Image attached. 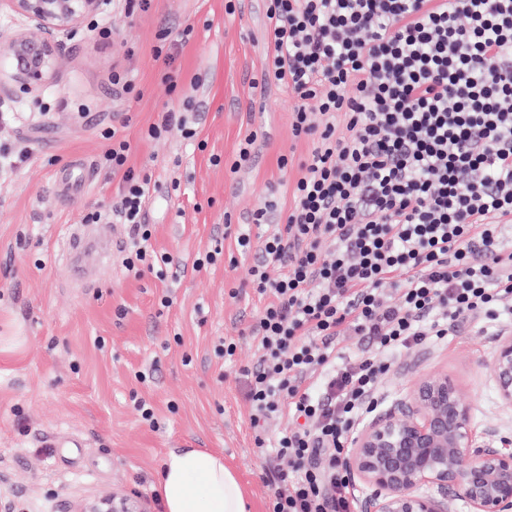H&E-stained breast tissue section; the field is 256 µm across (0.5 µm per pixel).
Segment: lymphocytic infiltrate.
Masks as SVG:
<instances>
[{
	"mask_svg": "<svg viewBox=\"0 0 512 512\" xmlns=\"http://www.w3.org/2000/svg\"><path fill=\"white\" fill-rule=\"evenodd\" d=\"M266 57L254 92L293 95L294 137L312 148L291 201L254 246L251 287L265 298L241 367L253 452L267 466L269 512H360L346 466L393 359L512 308V0H266ZM98 167L118 183L129 225L123 266L166 277L145 203L154 187L129 166V140L106 127ZM279 269L270 277V269ZM362 343L337 364L344 337ZM291 416L292 427L273 423Z\"/></svg>",
	"mask_w": 512,
	"mask_h": 512,
	"instance_id": "1",
	"label": "lymphocytic infiltrate"
}]
</instances>
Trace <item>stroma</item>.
<instances>
[{
	"label": "stroma",
	"instance_id": "1",
	"mask_svg": "<svg viewBox=\"0 0 512 512\" xmlns=\"http://www.w3.org/2000/svg\"><path fill=\"white\" fill-rule=\"evenodd\" d=\"M225 0H152L129 18L126 0H109L113 38L82 27L65 40L54 79L37 94L0 95L15 122L6 138L39 133L33 156L18 172L0 177V498L21 512H73L81 501L109 490L138 492L150 512L168 453L175 448L223 452L241 479L252 512H268L270 488L251 452L248 405L235 379L239 366L255 362L258 343L243 333L261 302L250 288L254 254H239L226 224L244 222L270 195L285 196L278 169L287 173L311 148L291 130L293 97L278 87L254 95L251 80L265 64L264 0H243L241 13L226 14ZM190 25L192 39L174 51L180 73L176 91L163 81L153 57L161 28ZM135 74L141 97L114 96L112 74ZM197 105L198 150L178 130L147 138L161 112L178 109L183 96ZM124 123L134 165H147L158 184L146 204L157 250L184 259L177 276L141 279L123 273L121 255L93 283L75 284L65 263L72 225L115 189L97 172L96 192L60 191L49 199L54 173L77 163L95 164L105 142L101 128ZM260 131L250 164L225 169L239 142ZM221 157L214 165L213 157ZM182 191L171 194V179ZM224 239L216 264L196 270L192 260ZM237 298H230V289ZM171 290L174 303L158 299ZM512 315L500 324L467 326L447 345L398 355L381 383L380 412L393 409L426 374L445 372L465 390L477 433L512 438V405L504 403L491 361ZM238 339L227 362L215 356L219 338ZM153 367L141 384L135 373ZM150 401L160 423H137L132 395Z\"/></svg>",
	"mask_w": 512,
	"mask_h": 512
}]
</instances>
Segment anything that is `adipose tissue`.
I'll list each match as a JSON object with an SVG mask.
<instances>
[{
	"label": "adipose tissue",
	"instance_id": "obj_1",
	"mask_svg": "<svg viewBox=\"0 0 512 512\" xmlns=\"http://www.w3.org/2000/svg\"><path fill=\"white\" fill-rule=\"evenodd\" d=\"M159 488L164 512H248L241 481L220 452H170Z\"/></svg>",
	"mask_w": 512,
	"mask_h": 512
}]
</instances>
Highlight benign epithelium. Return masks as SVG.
I'll return each mask as SVG.
<instances>
[{"label":"benign epithelium","mask_w":512,"mask_h":512,"mask_svg":"<svg viewBox=\"0 0 512 512\" xmlns=\"http://www.w3.org/2000/svg\"><path fill=\"white\" fill-rule=\"evenodd\" d=\"M108 0H0L33 25L31 32L0 34L15 91L32 95L49 83L59 64L61 38L73 34ZM500 398L512 404V334L502 336L492 359ZM472 407L445 372L419 378L389 413L358 432L347 465L370 488L363 512H454L464 500L470 512H512V450L493 435L481 440ZM423 487L433 489L427 494ZM73 512H146L130 495L104 490Z\"/></svg>","instance_id":"1"}]
</instances>
